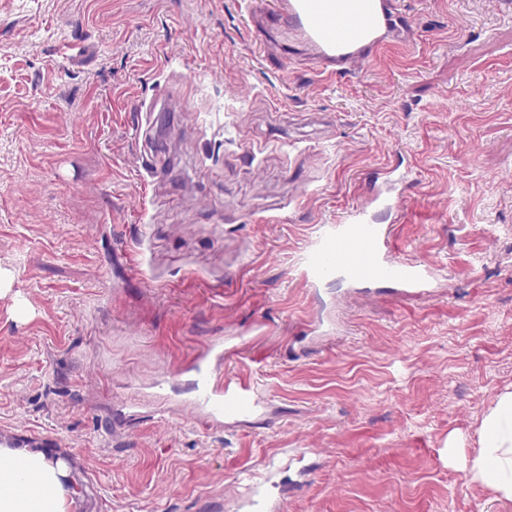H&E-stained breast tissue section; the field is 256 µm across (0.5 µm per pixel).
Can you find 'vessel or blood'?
<instances>
[{"instance_id":"vessel-or-blood-1","label":"vessel or blood","mask_w":512,"mask_h":512,"mask_svg":"<svg viewBox=\"0 0 512 512\" xmlns=\"http://www.w3.org/2000/svg\"><path fill=\"white\" fill-rule=\"evenodd\" d=\"M394 7L391 0H378L373 19L375 37L366 43L339 42L328 19H313L308 0H277L278 15L289 22L293 34L316 55L322 71L347 74L371 63L375 52L383 46L384 31L389 30ZM405 172L389 167L380 184L366 194L361 203L346 210L333 224L320 225L318 233L304 256L303 274L311 284H319L337 274L354 281L374 285L390 283L399 291L422 294L435 285L431 264L395 256L392 225L372 221L375 209L382 208L401 221L402 194L398 187L406 180ZM199 378V397L207 407L206 422L221 421L227 411L240 417L257 412L263 396L254 384L240 376L214 377L207 359L194 366ZM251 512H275L273 491L267 484L253 487L248 499Z\"/></svg>"}]
</instances>
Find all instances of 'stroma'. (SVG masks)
Segmentation results:
<instances>
[{"instance_id":"35a3bbf8","label":"stroma","mask_w":512,"mask_h":512,"mask_svg":"<svg viewBox=\"0 0 512 512\" xmlns=\"http://www.w3.org/2000/svg\"><path fill=\"white\" fill-rule=\"evenodd\" d=\"M400 7L410 39L336 75L276 0H0V430L68 458L74 512H247V474L280 512H512L446 452L512 387V0ZM398 163L376 221L436 288L308 284ZM219 340L265 404L211 426L185 368Z\"/></svg>"}]
</instances>
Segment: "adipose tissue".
I'll list each match as a JSON object with an SVG mask.
<instances>
[{
  "mask_svg": "<svg viewBox=\"0 0 512 512\" xmlns=\"http://www.w3.org/2000/svg\"><path fill=\"white\" fill-rule=\"evenodd\" d=\"M478 434V446L470 453L449 442V463L461 465L469 483L512 501V389L497 395L481 418ZM15 460L14 467L0 468V512H71L72 503L64 490L47 494L21 485L25 465L35 464L47 471L51 468L48 460L22 453L16 454Z\"/></svg>",
  "mask_w": 512,
  "mask_h": 512,
  "instance_id": "obj_1",
  "label": "adipose tissue"
}]
</instances>
